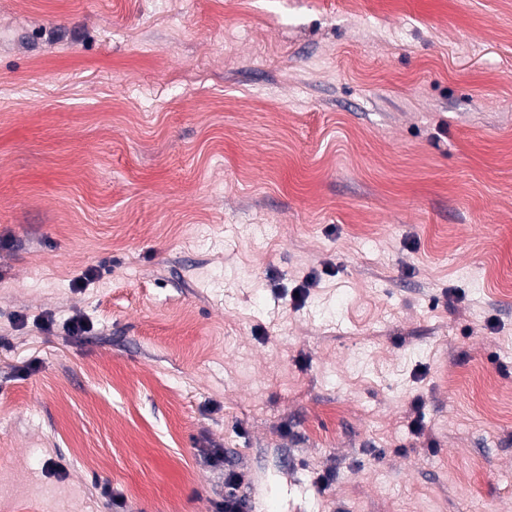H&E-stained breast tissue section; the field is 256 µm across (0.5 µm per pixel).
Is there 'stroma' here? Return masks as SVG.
Instances as JSON below:
<instances>
[{
    "mask_svg": "<svg viewBox=\"0 0 512 512\" xmlns=\"http://www.w3.org/2000/svg\"><path fill=\"white\" fill-rule=\"evenodd\" d=\"M228 469L512 512V0H0V512Z\"/></svg>",
    "mask_w": 512,
    "mask_h": 512,
    "instance_id": "1",
    "label": "stroma"
}]
</instances>
